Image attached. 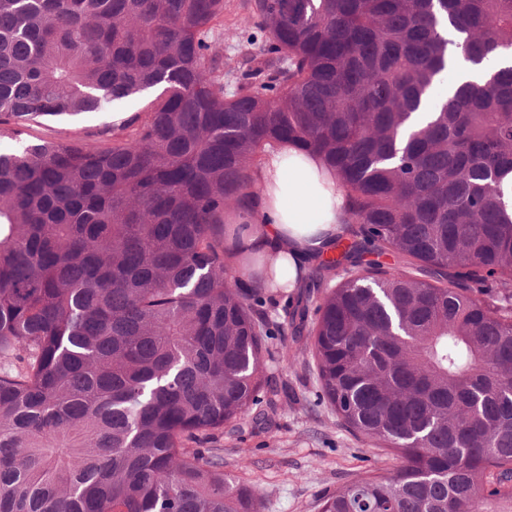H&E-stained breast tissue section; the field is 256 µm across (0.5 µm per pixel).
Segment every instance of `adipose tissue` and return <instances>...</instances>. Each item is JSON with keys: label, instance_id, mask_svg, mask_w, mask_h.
<instances>
[{"label": "adipose tissue", "instance_id": "1", "mask_svg": "<svg viewBox=\"0 0 512 512\" xmlns=\"http://www.w3.org/2000/svg\"><path fill=\"white\" fill-rule=\"evenodd\" d=\"M251 177L256 196L224 215V260L246 287L292 292L344 235L350 200L320 155L292 142L268 149Z\"/></svg>", "mask_w": 512, "mask_h": 512}]
</instances>
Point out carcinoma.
I'll return each instance as SVG.
<instances>
[{
  "mask_svg": "<svg viewBox=\"0 0 512 512\" xmlns=\"http://www.w3.org/2000/svg\"><path fill=\"white\" fill-rule=\"evenodd\" d=\"M253 10L249 59L275 58L226 98L224 0H0V122L156 92L108 149L0 153V512H261L201 444L264 385L224 211L285 140L351 201L291 324L322 399L399 460L322 512H512V66L406 132L456 55L512 54V0Z\"/></svg>",
  "mask_w": 512,
  "mask_h": 512,
  "instance_id": "1",
  "label": "carcinoma"
}]
</instances>
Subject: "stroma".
Wrapping results in <instances>:
<instances>
[{
  "label": "stroma",
  "mask_w": 512,
  "mask_h": 512,
  "mask_svg": "<svg viewBox=\"0 0 512 512\" xmlns=\"http://www.w3.org/2000/svg\"><path fill=\"white\" fill-rule=\"evenodd\" d=\"M224 54V93L232 95L249 73L244 55L257 30L251 0H224V17L215 25ZM118 112L47 117L17 128L0 124V152L42 140L73 142L88 149L112 144ZM290 295L263 300L269 320L264 361L268 389L251 416L225 426L208 445L220 449L231 483L254 490L262 512H320L322 500L337 487L369 474L392 471L397 462L358 438L321 403L306 339L293 335L286 321Z\"/></svg>",
  "instance_id": "35a3bbf8"
}]
</instances>
